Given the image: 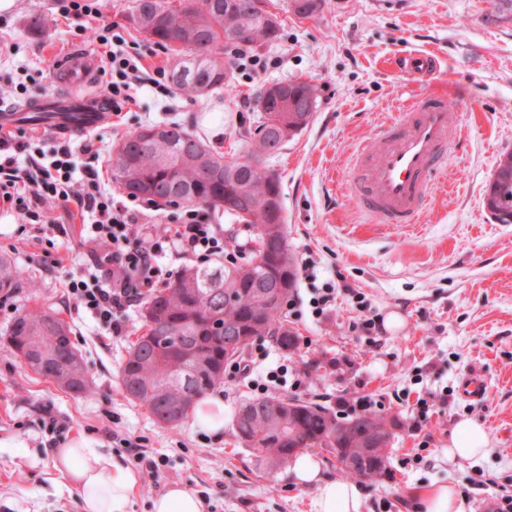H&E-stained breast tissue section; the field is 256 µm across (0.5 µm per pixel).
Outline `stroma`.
<instances>
[{
	"label": "stroma",
	"instance_id": "obj_1",
	"mask_svg": "<svg viewBox=\"0 0 512 512\" xmlns=\"http://www.w3.org/2000/svg\"><path fill=\"white\" fill-rule=\"evenodd\" d=\"M264 2L281 22L280 37L256 51L265 70L235 73L232 94L188 99L142 89L128 111L105 114L96 130L70 143L93 142L106 180L118 144L146 124L179 123L224 156L240 155L244 131L258 122L261 85H315L310 124L268 161L280 181L288 243L303 267L296 306L286 313L298 347L286 355L258 340L243 357L254 362L257 379L287 361L280 395L333 413L338 400L364 397L374 412L394 417L388 472L359 484L363 512H416L421 491L441 483L463 495L467 512H492L497 496L512 493V224L491 217L485 193L500 156L512 151V0H320L308 18L287 11L286 0ZM133 7L134 0H107L103 13L123 27L146 68L169 67L171 52L144 40ZM74 47L101 52L93 32H79L58 15L56 0H17L10 14H0V101L27 104L57 90L56 67ZM416 51L437 57L433 74L389 68L390 57ZM427 92L445 95L458 111L464 140L451 150L441 189L416 230L372 223L351 195L353 154L374 145L400 108ZM62 221L69 236L48 244L17 234L25 222L17 211L0 215L9 227L0 233V254L38 286L37 295L20 288L0 305V328L38 304L59 313L73 329L94 389L71 396L0 345V512H82L44 446L48 410L67 423L59 447L82 437L131 469L141 453L162 459L159 479L139 472L131 512H151L154 498L172 485L191 488L203 512H314L316 488L299 485L288 468L272 479L258 473L253 450L235 436V412L252 395V377H228L214 388L224 400L218 433L188 421L160 426L125 397L118 372L139 327L138 309L126 310L125 329L113 336L68 300V276L93 266L98 251L81 239L79 210ZM47 249L59 266L43 263ZM329 284L356 288L381 318L397 317L398 326L377 336L356 331L361 313L343 293L323 316H313L309 300ZM468 373L486 381L483 401L460 397L458 383ZM440 395L448 402L436 405L427 431L413 430L419 400ZM467 418L485 429L489 451L449 462L448 441Z\"/></svg>",
	"mask_w": 512,
	"mask_h": 512
}]
</instances>
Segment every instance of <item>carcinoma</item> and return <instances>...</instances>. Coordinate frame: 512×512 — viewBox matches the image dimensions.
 Here are the masks:
<instances>
[{
    "mask_svg": "<svg viewBox=\"0 0 512 512\" xmlns=\"http://www.w3.org/2000/svg\"><path fill=\"white\" fill-rule=\"evenodd\" d=\"M134 19L148 42L174 52L170 71L173 88L187 98L207 95L232 85L236 53L271 44L280 25L262 9V0H135ZM262 122L247 132L243 159H224L193 132L177 123L141 126L130 132L113 152L112 182L129 195L153 199L174 194L187 206H211L244 225L256 247L244 264L223 261L184 266L168 286L153 292L140 310L142 333L130 342L118 378L131 379L126 396L144 407L160 425L173 428L176 420L166 408L184 392L202 398L224 379V366L256 338L269 337L284 352L295 348L297 337L283 315L294 294L297 259L288 245L286 217L279 179L266 159L301 133L316 109V88L306 81H282L263 88L258 96ZM157 130L171 144L167 152L145 140ZM489 211L512 224V152L502 154L486 193ZM25 283L15 261L0 255V293L15 292ZM222 323L243 337L214 333ZM72 328L58 313L42 306L15 315L0 331V344L22 358L35 374L73 395L91 391L82 353ZM188 382L171 383L174 372ZM274 398L247 399L235 417L238 440L257 451L256 466L269 475L288 466L297 453L326 448L333 457L362 448L363 422L373 420L381 434L393 439L386 418L376 413L343 419L336 436V415L299 399L284 418L269 413ZM392 445L383 456L372 452L354 466L341 463L345 477L374 481L383 476Z\"/></svg>",
    "mask_w": 512,
    "mask_h": 512,
    "instance_id": "cac0c4a2",
    "label": "carcinoma"
}]
</instances>
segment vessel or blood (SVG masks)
<instances>
[{
    "mask_svg": "<svg viewBox=\"0 0 512 512\" xmlns=\"http://www.w3.org/2000/svg\"><path fill=\"white\" fill-rule=\"evenodd\" d=\"M436 63L425 54H414L399 63L402 73L428 74ZM100 72L99 59L84 48L69 51L62 60L57 81L85 86ZM112 105L106 97L90 94L69 97L52 92L38 97L29 111L36 127L63 137L96 129ZM461 141L458 114L434 93L415 97L400 118L379 137L378 148L361 147L354 155L351 193L358 206L385 224H414L429 204L436 175L449 150Z\"/></svg>",
    "mask_w": 512,
    "mask_h": 512,
    "instance_id": "1",
    "label": "vessel or blood"
}]
</instances>
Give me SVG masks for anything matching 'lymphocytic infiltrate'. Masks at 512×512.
I'll return each instance as SVG.
<instances>
[{
	"instance_id": "obj_1",
	"label": "lymphocytic infiltrate",
	"mask_w": 512,
	"mask_h": 512,
	"mask_svg": "<svg viewBox=\"0 0 512 512\" xmlns=\"http://www.w3.org/2000/svg\"><path fill=\"white\" fill-rule=\"evenodd\" d=\"M57 4L64 18L96 21V40L108 49L113 112H123L132 102L134 87L168 92L165 70H144L140 54L131 51L120 25L104 21L99 0H57ZM97 160L92 145L74 150L53 138L43 140L32 155L27 142L0 131V202L24 215L39 234H60L64 228L48 212L32 209L33 201L77 204L86 237L104 250L112 269L107 273L90 269L69 277L67 293L106 330L117 333L126 308L154 287L163 251L195 261L223 256L224 228L211 222L206 209L196 208L182 211L168 234L153 237L141 218L144 211L155 210V203L114 200L99 176Z\"/></svg>"
}]
</instances>
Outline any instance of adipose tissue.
Masks as SVG:
<instances>
[{"mask_svg":"<svg viewBox=\"0 0 512 512\" xmlns=\"http://www.w3.org/2000/svg\"><path fill=\"white\" fill-rule=\"evenodd\" d=\"M488 449L485 430L466 419L457 424L451 435L448 459L475 460L484 457ZM56 467L62 478L77 489L82 512H129L137 475L91 448L85 439H73L67 447L59 449ZM292 469L297 483L316 487L315 512H362L363 497L357 485L322 478L318 465L307 456L294 460Z\"/></svg>","mask_w":512,"mask_h":512,"instance_id":"ef3b65f1","label":"adipose tissue"}]
</instances>
